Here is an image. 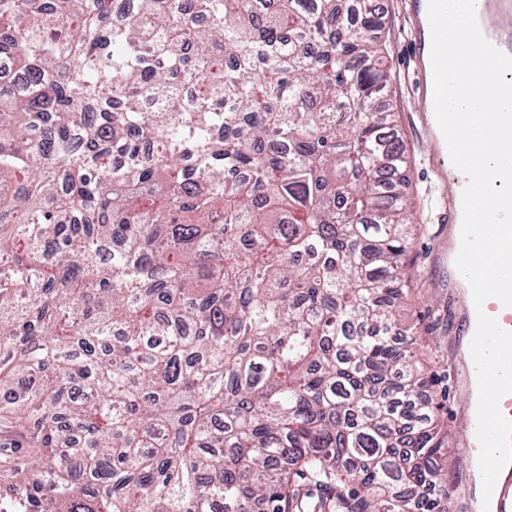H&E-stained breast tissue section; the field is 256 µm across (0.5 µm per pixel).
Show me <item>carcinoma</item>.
Returning a JSON list of instances; mask_svg holds the SVG:
<instances>
[{"mask_svg": "<svg viewBox=\"0 0 512 512\" xmlns=\"http://www.w3.org/2000/svg\"><path fill=\"white\" fill-rule=\"evenodd\" d=\"M380 25L0 0V422L36 444L0 459V512H450L390 334L412 222Z\"/></svg>", "mask_w": 512, "mask_h": 512, "instance_id": "cac0c4a2", "label": "carcinoma"}]
</instances>
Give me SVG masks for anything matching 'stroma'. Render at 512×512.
<instances>
[{
    "label": "stroma",
    "mask_w": 512,
    "mask_h": 512,
    "mask_svg": "<svg viewBox=\"0 0 512 512\" xmlns=\"http://www.w3.org/2000/svg\"><path fill=\"white\" fill-rule=\"evenodd\" d=\"M405 2L379 0L383 27L377 35L392 75L380 104L394 112L389 134L406 149L405 173L410 180L411 219L415 224L408 249L412 281L400 320L402 326L416 328L429 380L420 396L432 401L441 432L456 455L467 438L465 419L470 403L468 392L458 381L463 364L461 294L447 273L439 271L432 261L435 253L447 252L450 230L439 221L443 181L436 177L434 160L420 136L418 75L409 51L413 25L406 15Z\"/></svg>",
    "instance_id": "obj_1"
}]
</instances>
